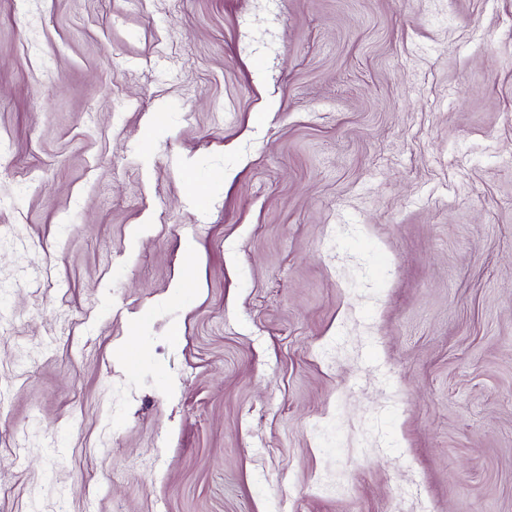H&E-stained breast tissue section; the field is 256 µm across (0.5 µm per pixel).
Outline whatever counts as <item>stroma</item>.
Returning a JSON list of instances; mask_svg holds the SVG:
<instances>
[{"mask_svg":"<svg viewBox=\"0 0 512 512\" xmlns=\"http://www.w3.org/2000/svg\"><path fill=\"white\" fill-rule=\"evenodd\" d=\"M0 512H512V0H0Z\"/></svg>","mask_w":512,"mask_h":512,"instance_id":"35a3bbf8","label":"stroma"}]
</instances>
